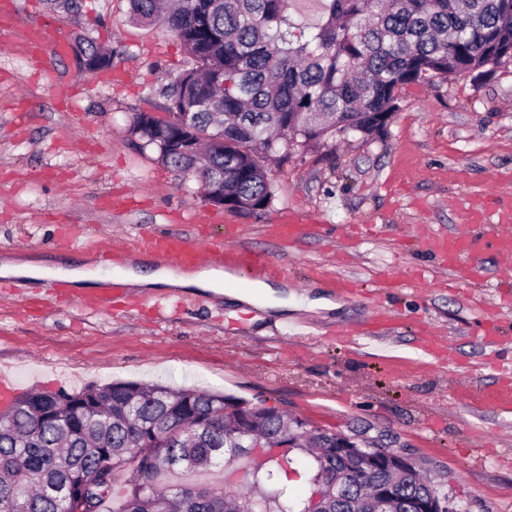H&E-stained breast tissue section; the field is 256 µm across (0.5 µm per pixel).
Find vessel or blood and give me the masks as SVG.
I'll use <instances>...</instances> for the list:
<instances>
[{
    "label": "vessel or blood",
    "mask_w": 512,
    "mask_h": 512,
    "mask_svg": "<svg viewBox=\"0 0 512 512\" xmlns=\"http://www.w3.org/2000/svg\"><path fill=\"white\" fill-rule=\"evenodd\" d=\"M22 48L31 58L48 61L62 57L66 51L64 43L50 38L45 27H29L23 38ZM465 230L448 233L431 232L424 238L428 250L447 263L454 282L465 284L471 279L470 262L476 255L493 250L505 266H512V203L501 202L493 207L468 206L464 212ZM310 224L307 214L291 209L280 223L267 227V234L274 240L291 242L303 238ZM149 250L162 263L179 267H196L207 264L221 267L233 264L240 281H247L256 270L269 267L268 258L260 253L220 247L201 248L187 237L176 234H159L148 244ZM119 282H108L105 287L85 294L81 298L83 307L105 309L111 306L114 297L121 295ZM19 391V381L10 364L0 363V404H9Z\"/></svg>",
    "instance_id": "vessel-or-blood-1"
}]
</instances>
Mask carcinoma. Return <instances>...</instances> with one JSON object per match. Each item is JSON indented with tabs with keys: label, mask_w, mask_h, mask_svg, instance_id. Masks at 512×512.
I'll return each instance as SVG.
<instances>
[{
	"label": "carcinoma",
	"mask_w": 512,
	"mask_h": 512,
	"mask_svg": "<svg viewBox=\"0 0 512 512\" xmlns=\"http://www.w3.org/2000/svg\"><path fill=\"white\" fill-rule=\"evenodd\" d=\"M129 0L132 19L162 24L181 44L178 75L160 89L167 114L130 115V143L192 176L202 197L261 214L275 189L265 162L286 163L338 137L388 131L399 90L434 77L495 72L512 55V0ZM90 71L112 68V49L74 46ZM232 395L134 381L78 391L30 390L0 412V512H411L437 487L420 470L382 506L369 488L399 476L378 468L362 482L338 452V434ZM298 444L249 469L255 437ZM224 467L220 486L163 487L161 474ZM343 476L336 484V477Z\"/></svg>",
	"instance_id": "cac0c4a2"
}]
</instances>
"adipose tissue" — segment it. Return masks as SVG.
I'll list each match as a JSON object with an SVG mask.
<instances>
[{
	"instance_id": "adipose-tissue-1",
	"label": "adipose tissue",
	"mask_w": 512,
	"mask_h": 512,
	"mask_svg": "<svg viewBox=\"0 0 512 512\" xmlns=\"http://www.w3.org/2000/svg\"><path fill=\"white\" fill-rule=\"evenodd\" d=\"M1 275L5 277H23L34 282L50 277L63 278L80 289L95 288L99 285L98 278L91 275L82 266L48 268L32 261L15 262L7 260L0 263ZM233 278L234 275L231 271L212 267L182 272L160 268L149 274L131 268L127 270L124 282L132 288H196L220 294L223 293L225 284ZM234 297L238 301L253 303L262 309L276 312H285L297 306L293 294L285 290L275 289L271 284L260 279L254 280L249 290L235 292Z\"/></svg>"
}]
</instances>
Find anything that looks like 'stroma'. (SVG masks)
<instances>
[{
    "mask_svg": "<svg viewBox=\"0 0 512 512\" xmlns=\"http://www.w3.org/2000/svg\"><path fill=\"white\" fill-rule=\"evenodd\" d=\"M63 2L17 0L16 27L0 32V260L111 276L129 261L153 263L157 233L204 247L227 239L270 259L265 281L337 307L271 314L224 294L131 288L132 305L93 312L81 290L53 299L28 282L8 295L0 277V361L16 365L23 389L56 390L61 365L69 392L137 381L233 395L402 449L451 489L460 512H512V309L495 345L480 322L498 300V259L472 260V287L454 292L438 257L417 242L401 254L394 245L422 224L460 228L467 203L512 193V63L479 84L457 75L406 86L385 136L270 164L272 206L228 212L128 140V116L162 106L161 87L183 65L180 43L132 22L128 0ZM34 23L70 45L110 47L111 69L88 71L71 53L44 69L12 48ZM291 208L317 233L272 241L266 225ZM62 224L74 225L80 248L55 247ZM381 273L398 286L377 300L367 289ZM339 276L360 292L339 294ZM420 324L436 330L438 351L418 347Z\"/></svg>",
    "mask_w": 512,
    "mask_h": 512,
    "instance_id": "35a3bbf8",
    "label": "stroma"
}]
</instances>
